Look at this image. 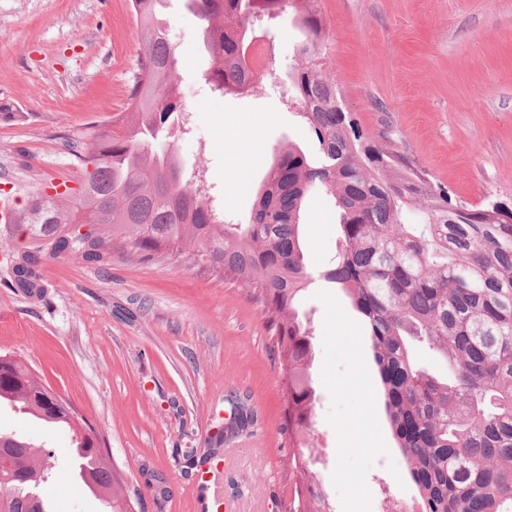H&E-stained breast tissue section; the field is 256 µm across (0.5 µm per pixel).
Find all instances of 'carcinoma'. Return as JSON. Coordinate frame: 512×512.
<instances>
[{"label": "carcinoma", "mask_w": 512, "mask_h": 512, "mask_svg": "<svg viewBox=\"0 0 512 512\" xmlns=\"http://www.w3.org/2000/svg\"><path fill=\"white\" fill-rule=\"evenodd\" d=\"M317 0H186L200 21L211 59L205 75L221 93H245L259 76L249 49L255 28L291 14L302 32L291 97L318 152H279L248 222L216 212L202 182L184 175L174 145L159 135L180 110L177 58L156 21L160 0H130L144 37L124 111L112 126L89 123L63 138L80 165L79 187L33 195L29 208L0 225L12 255L8 287L41 299L39 268L77 259L105 272L112 252L143 264L190 254L199 264L242 281L263 303L287 379L286 430L295 448L311 447L315 391L311 337L295 302L313 278L300 246V211L312 192L333 196L343 243L323 272L366 320L393 438L416 487L421 512H512V218L492 202L452 204L405 154L361 132L339 103L323 63L326 32ZM422 212L406 222L409 209ZM437 354L447 375L418 367L413 345ZM17 398L21 413L71 427L74 411L47 396L19 358L0 357V404ZM89 458L85 480L96 496L126 512L121 478L95 440L76 444ZM0 450L19 459L0 470V512H49L34 492L48 482L54 453L18 433L0 431ZM313 455L288 459L297 480L295 512H334L318 491Z\"/></svg>", "instance_id": "obj_1"}]
</instances>
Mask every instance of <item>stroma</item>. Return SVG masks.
Listing matches in <instances>:
<instances>
[{
	"label": "stroma",
	"instance_id": "stroma-1",
	"mask_svg": "<svg viewBox=\"0 0 512 512\" xmlns=\"http://www.w3.org/2000/svg\"><path fill=\"white\" fill-rule=\"evenodd\" d=\"M317 9L327 70L363 133L410 156L453 203L512 206V0H318ZM160 18L179 57L183 167L203 171L212 202L243 223L274 148L290 140L311 154L316 139L277 88L209 91L200 78L209 57L183 0H164ZM300 38L292 17L279 18L263 40L264 70L287 79ZM142 39L129 0H0V193L16 208L41 185L77 186L62 136L123 110ZM302 222L311 269L329 268L340 239L333 199L312 195ZM41 273V303L0 284V354L20 356L87 419L142 512H197L183 455L229 442L251 450L224 475L225 498L238 512H289L284 367L247 286L185 256L118 257L104 273L49 260ZM300 312L312 330L318 477L334 512L416 504L358 313L319 282ZM237 402L253 416L242 430L232 426ZM0 428L48 434L57 468L43 492L54 512H102L95 498L74 499L69 435L7 409Z\"/></svg>",
	"mask_w": 512,
	"mask_h": 512
}]
</instances>
